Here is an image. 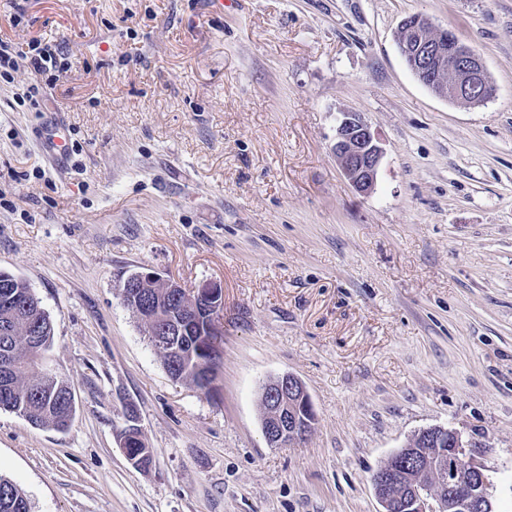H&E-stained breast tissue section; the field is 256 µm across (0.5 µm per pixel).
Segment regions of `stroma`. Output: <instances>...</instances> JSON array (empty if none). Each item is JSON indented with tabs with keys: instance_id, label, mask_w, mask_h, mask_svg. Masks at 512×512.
<instances>
[{
	"instance_id": "35a3bbf8",
	"label": "stroma",
	"mask_w": 512,
	"mask_h": 512,
	"mask_svg": "<svg viewBox=\"0 0 512 512\" xmlns=\"http://www.w3.org/2000/svg\"><path fill=\"white\" fill-rule=\"evenodd\" d=\"M412 14L496 97L424 87L395 42ZM0 39L68 60L42 111L15 101L26 69L0 85V272L49 314L43 362L76 401L64 431L0 410V475L33 512H380L372 474L432 426L512 512V0H0ZM346 112L384 150L366 196L331 149ZM139 270L223 285L211 393L123 304ZM284 374L316 421L278 448L260 398ZM130 404L146 470L118 442Z\"/></svg>"
}]
</instances>
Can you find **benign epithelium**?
<instances>
[{
    "label": "benign epithelium",
    "instance_id": "benign-epithelium-1",
    "mask_svg": "<svg viewBox=\"0 0 512 512\" xmlns=\"http://www.w3.org/2000/svg\"><path fill=\"white\" fill-rule=\"evenodd\" d=\"M396 44L417 80L440 98L451 102L483 104L497 94L482 57L446 28L421 15L404 18ZM332 151L344 175L360 194L375 187L384 152L371 126L356 112L343 113ZM154 282L164 296L179 302V309L160 317L141 300L139 287ZM120 295L136 315L146 336H181L189 317L204 310L221 333L224 288L206 281L185 288L154 272L138 271L122 282ZM262 429L267 443L283 447L303 437L302 421H315V412L302 382L285 374L263 390ZM461 434L443 426L418 432L405 454L388 460L373 481L382 512H494L484 465L471 453Z\"/></svg>",
    "mask_w": 512,
    "mask_h": 512
}]
</instances>
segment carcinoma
I'll use <instances>...</instances> for the list:
<instances>
[{"label": "carcinoma", "instance_id": "1", "mask_svg": "<svg viewBox=\"0 0 512 512\" xmlns=\"http://www.w3.org/2000/svg\"><path fill=\"white\" fill-rule=\"evenodd\" d=\"M208 326L200 315L191 331L168 339L164 367L176 380L188 379L204 393L210 388L198 378L197 360L213 363L218 371L223 353L216 336H203ZM53 342L49 315L30 295L20 278L0 284V409L19 414L34 426L67 429L59 399L67 392L64 380L39 368V360ZM0 512H32V505L14 481L0 476Z\"/></svg>", "mask_w": 512, "mask_h": 512}]
</instances>
